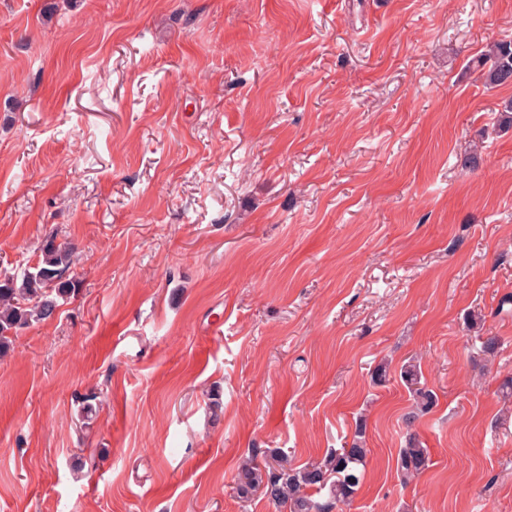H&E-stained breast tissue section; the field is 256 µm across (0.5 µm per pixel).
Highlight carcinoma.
Listing matches in <instances>:
<instances>
[{"instance_id": "cac0c4a2", "label": "carcinoma", "mask_w": 512, "mask_h": 512, "mask_svg": "<svg viewBox=\"0 0 512 512\" xmlns=\"http://www.w3.org/2000/svg\"><path fill=\"white\" fill-rule=\"evenodd\" d=\"M483 85L489 89L512 84V39L490 45L473 62ZM74 247L47 237L36 265L0 278V355L10 349L11 337L34 323L46 322L75 291L69 278ZM401 380L413 397V409L405 418L410 425L435 405L436 395L422 383L419 366L409 362L401 369ZM366 424L359 422L350 444L328 452L321 461L295 466L279 453L275 463L261 464L252 456L238 468L236 492L247 499L259 490L278 507L289 512H334L356 495L365 472ZM428 450L416 435H408L400 449L397 469L406 477L421 474L429 467Z\"/></svg>"}]
</instances>
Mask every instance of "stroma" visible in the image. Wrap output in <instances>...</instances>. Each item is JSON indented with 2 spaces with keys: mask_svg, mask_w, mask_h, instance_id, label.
<instances>
[{
  "mask_svg": "<svg viewBox=\"0 0 512 512\" xmlns=\"http://www.w3.org/2000/svg\"><path fill=\"white\" fill-rule=\"evenodd\" d=\"M509 37L512 0H0V274L54 234L78 283L0 357V512H277L241 459L360 417L340 512H512V85L467 66ZM401 380L413 397V409L405 418L406 423L413 421L421 414L429 412L435 405L436 395L422 383V373L419 366L408 362L401 369ZM405 448H400L397 469L405 478L415 477L429 467L430 459L416 435L409 434Z\"/></svg>",
  "mask_w": 512,
  "mask_h": 512,
  "instance_id": "1",
  "label": "stroma"
}]
</instances>
